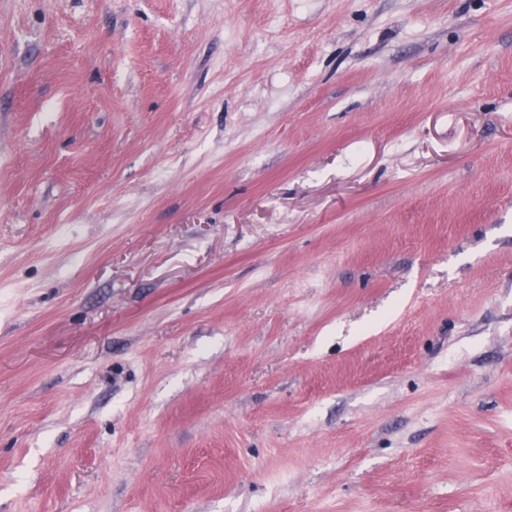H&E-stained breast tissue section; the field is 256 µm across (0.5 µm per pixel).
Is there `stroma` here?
Returning a JSON list of instances; mask_svg holds the SVG:
<instances>
[{
    "label": "stroma",
    "mask_w": 512,
    "mask_h": 512,
    "mask_svg": "<svg viewBox=\"0 0 512 512\" xmlns=\"http://www.w3.org/2000/svg\"><path fill=\"white\" fill-rule=\"evenodd\" d=\"M0 512H512V0H0Z\"/></svg>",
    "instance_id": "35a3bbf8"
}]
</instances>
